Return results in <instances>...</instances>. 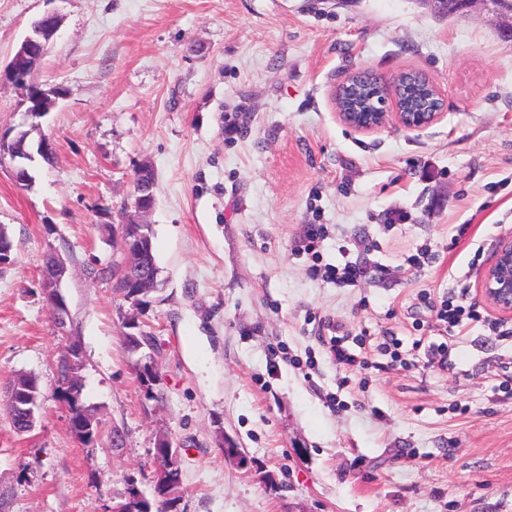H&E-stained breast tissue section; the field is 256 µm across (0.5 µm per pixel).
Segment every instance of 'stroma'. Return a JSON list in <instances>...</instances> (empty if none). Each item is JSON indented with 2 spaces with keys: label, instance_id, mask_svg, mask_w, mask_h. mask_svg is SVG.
Returning a JSON list of instances; mask_svg holds the SVG:
<instances>
[{
  "label": "stroma",
  "instance_id": "35a3bbf8",
  "mask_svg": "<svg viewBox=\"0 0 512 512\" xmlns=\"http://www.w3.org/2000/svg\"><path fill=\"white\" fill-rule=\"evenodd\" d=\"M47 13L60 24L32 81L62 94L33 118L7 67ZM408 70L439 93L432 123L340 119L349 76ZM10 130L47 137L53 154L27 187L0 166L13 244L0 265V512H112L129 482L150 490L161 434L180 447L181 512H512L511 337L470 326L446 369L375 354L347 370L321 343L328 319L405 354L418 336L441 342L418 292L437 301L452 277L480 278L512 235V41L498 17L479 5L441 17L431 0H0ZM143 165L160 274L140 319L160 348L158 402L138 388L121 342L134 307L110 276ZM311 224L329 227L324 262L372 267L359 287L313 278L293 255ZM424 245L439 258L417 272L406 258ZM51 253L103 432L90 446L54 397ZM18 373L42 391L24 435L6 410ZM115 427L125 447L111 446ZM220 432L249 468L225 459Z\"/></svg>",
  "mask_w": 512,
  "mask_h": 512
}]
</instances>
